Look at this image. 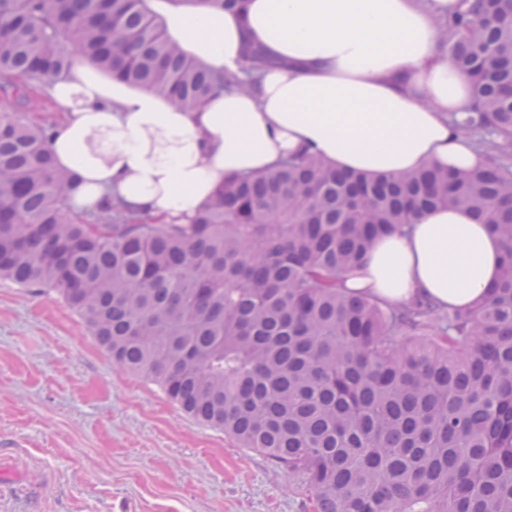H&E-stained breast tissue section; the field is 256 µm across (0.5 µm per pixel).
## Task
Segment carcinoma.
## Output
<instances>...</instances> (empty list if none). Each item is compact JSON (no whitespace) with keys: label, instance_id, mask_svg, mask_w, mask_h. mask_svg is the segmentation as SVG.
<instances>
[{"label":"carcinoma","instance_id":"1","mask_svg":"<svg viewBox=\"0 0 512 512\" xmlns=\"http://www.w3.org/2000/svg\"><path fill=\"white\" fill-rule=\"evenodd\" d=\"M434 25L474 75L473 111L450 125L483 166L373 178L305 154L162 224L119 200L73 212L52 124L1 112L0 278L56 291L113 364L279 463L313 512H512V0H458ZM76 53L182 108L277 64L250 43L212 73L145 0H0L4 93L45 91ZM435 207L500 239L486 298L461 312L347 292L376 237Z\"/></svg>","mask_w":512,"mask_h":512}]
</instances>
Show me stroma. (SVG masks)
Wrapping results in <instances>:
<instances>
[{
  "label": "stroma",
  "mask_w": 512,
  "mask_h": 512,
  "mask_svg": "<svg viewBox=\"0 0 512 512\" xmlns=\"http://www.w3.org/2000/svg\"><path fill=\"white\" fill-rule=\"evenodd\" d=\"M0 512H312L287 472L114 365L55 292L0 279Z\"/></svg>",
  "instance_id": "1"
}]
</instances>
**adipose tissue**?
I'll return each instance as SVG.
<instances>
[{"label":"adipose tissue","instance_id":"obj_1","mask_svg":"<svg viewBox=\"0 0 512 512\" xmlns=\"http://www.w3.org/2000/svg\"><path fill=\"white\" fill-rule=\"evenodd\" d=\"M146 3L166 39L211 71L237 70L247 40L279 64L253 90L224 89L190 110L75 60L50 82L61 116L48 146L75 179L77 209L118 199L186 224L225 177L266 172L304 151L371 175L479 162L448 124L469 112L470 80L439 52L434 27L457 0H249L243 16L186 0ZM502 260L486 225L441 207L407 233L377 239L346 285L393 306L418 296L468 310Z\"/></svg>","mask_w":512,"mask_h":512}]
</instances>
